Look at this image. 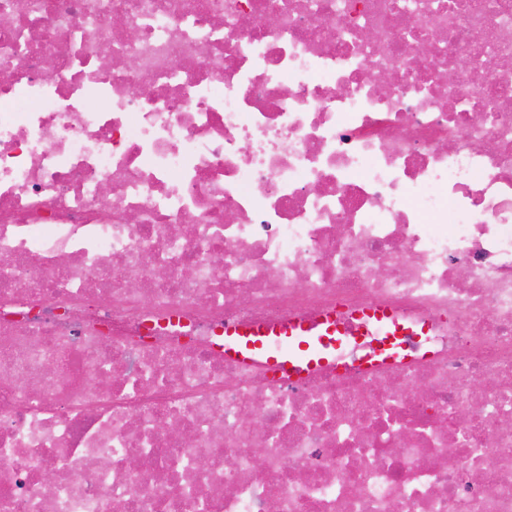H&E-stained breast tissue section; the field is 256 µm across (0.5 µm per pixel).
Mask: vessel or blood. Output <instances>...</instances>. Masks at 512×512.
Returning a JSON list of instances; mask_svg holds the SVG:
<instances>
[{
    "label": "vessel or blood",
    "mask_w": 512,
    "mask_h": 512,
    "mask_svg": "<svg viewBox=\"0 0 512 512\" xmlns=\"http://www.w3.org/2000/svg\"><path fill=\"white\" fill-rule=\"evenodd\" d=\"M361 316L388 331L378 350L380 357L397 358L411 349L415 333L390 311L369 306ZM345 340L344 331L329 313L314 321L293 318L282 323L228 324L224 327V354L260 364L271 375L300 380L331 366Z\"/></svg>",
    "instance_id": "b4317fda"
}]
</instances>
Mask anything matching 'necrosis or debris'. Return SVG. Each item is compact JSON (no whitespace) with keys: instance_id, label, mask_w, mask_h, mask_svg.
I'll use <instances>...</instances> for the list:
<instances>
[{"instance_id":"1","label":"necrosis or debris","mask_w":512,"mask_h":512,"mask_svg":"<svg viewBox=\"0 0 512 512\" xmlns=\"http://www.w3.org/2000/svg\"><path fill=\"white\" fill-rule=\"evenodd\" d=\"M413 2L0 0V512H512V0ZM360 316L389 331L382 340L381 347L376 349L371 357L377 354L380 355V358L400 357L402 352L411 350L413 342L419 338L415 333L407 330V324L400 322L393 313L385 308L369 306L360 313ZM349 341L329 313L315 321L293 318L282 323L224 326V356L260 364L273 376L293 380L331 366L336 349Z\"/></svg>"}]
</instances>
